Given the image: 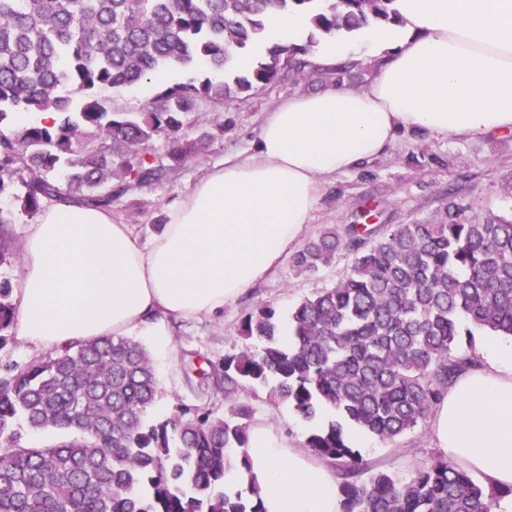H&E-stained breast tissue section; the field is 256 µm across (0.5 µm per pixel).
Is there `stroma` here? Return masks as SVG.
Listing matches in <instances>:
<instances>
[{"instance_id":"35a3bbf8","label":"stroma","mask_w":512,"mask_h":512,"mask_svg":"<svg viewBox=\"0 0 512 512\" xmlns=\"http://www.w3.org/2000/svg\"><path fill=\"white\" fill-rule=\"evenodd\" d=\"M358 63L353 76L339 82L309 72L292 75L252 91L246 99L225 103L223 115H216L207 104L186 114L184 126L193 134L213 131L220 122L224 125L223 137L212 142L199 161L172 173L161 184L131 191L115 202L111 208L113 219L128 225L140 241H149L165 224L168 206L209 170L226 160H242L251 155L264 118L277 104L335 85L354 91L368 88L381 60L365 56ZM448 208L464 221L512 219V133H493L472 141L399 130L395 141L376 158L347 173L323 178L317 208L304 236L314 238L332 225L340 229L347 224L433 221L443 217ZM0 210L9 212L12 232V257L0 267V278L9 279L16 286L20 283L27 228L33 219L17 209L6 195L0 197ZM352 263V254L342 251L332 265L312 275H301L287 254L270 277L221 311L172 321L170 348L151 354L159 387L151 419L166 417L179 404L210 408L223 416L244 405L252 411L251 424H267L289 444L303 448L313 423L299 419L287 404L269 400L266 390L260 387L246 389L234 401H224L199 383L189 364L194 361L221 366L225 355L237 352L242 345L237 328L245 314L270 305L280 315H287L303 298L335 286ZM350 437L372 470L398 476L408 475L417 464L438 453L427 422L392 443L355 431Z\"/></svg>"}]
</instances>
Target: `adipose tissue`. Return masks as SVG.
Wrapping results in <instances>:
<instances>
[{
    "mask_svg": "<svg viewBox=\"0 0 512 512\" xmlns=\"http://www.w3.org/2000/svg\"><path fill=\"white\" fill-rule=\"evenodd\" d=\"M402 22L322 37L319 58L386 53L365 90L288 98L268 112L255 155L227 160L140 242L109 212L77 202L42 210L24 245L17 339L56 350L144 333L170 345L169 320L223 309L266 278L310 224L321 179L382 153L399 128L478 140L512 131V0H396ZM433 441L448 460L512 486V345L461 374L435 408ZM249 469L264 512H339L336 478L268 428H252Z\"/></svg>",
    "mask_w": 512,
    "mask_h": 512,
    "instance_id": "ef3b65f1",
    "label": "adipose tissue"
}]
</instances>
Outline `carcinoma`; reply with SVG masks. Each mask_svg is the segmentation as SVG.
<instances>
[{
	"mask_svg": "<svg viewBox=\"0 0 512 512\" xmlns=\"http://www.w3.org/2000/svg\"><path fill=\"white\" fill-rule=\"evenodd\" d=\"M395 0H0V196L27 215L47 201L107 209L197 161L215 135L193 137L182 117L310 66L316 34L395 22ZM305 11L306 46L271 44L274 15ZM262 59L241 69L238 52ZM199 76L159 91L137 112L120 91L168 68ZM53 112L51 126L19 112ZM169 139V163L147 151ZM354 255L350 273L301 300L283 320L264 306L244 316L243 344L222 372L202 373L233 399L248 387L288 403L302 420L330 413L304 447L333 464L341 512H494L512 486L477 484L438 455L400 477L366 475L347 434L390 443L422 424L448 386L478 366L475 333L512 337V220L346 224L325 229L293 257L300 274ZM10 280H0V349L16 342ZM158 396L139 342L104 336L0 365V512H262L224 487L247 465L251 410L229 417L179 406L150 420ZM53 430L48 446L31 435Z\"/></svg>",
	"mask_w": 512,
	"mask_h": 512,
	"instance_id": "obj_1",
	"label": "carcinoma"
}]
</instances>
